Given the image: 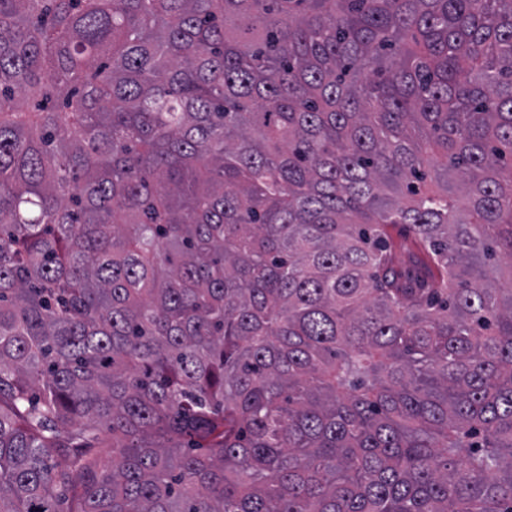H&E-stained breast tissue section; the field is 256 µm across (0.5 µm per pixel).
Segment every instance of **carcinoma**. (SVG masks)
Masks as SVG:
<instances>
[{
    "label": "carcinoma",
    "instance_id": "cac0c4a2",
    "mask_svg": "<svg viewBox=\"0 0 512 512\" xmlns=\"http://www.w3.org/2000/svg\"><path fill=\"white\" fill-rule=\"evenodd\" d=\"M68 496L512 512V0H0V512Z\"/></svg>",
    "mask_w": 512,
    "mask_h": 512
}]
</instances>
